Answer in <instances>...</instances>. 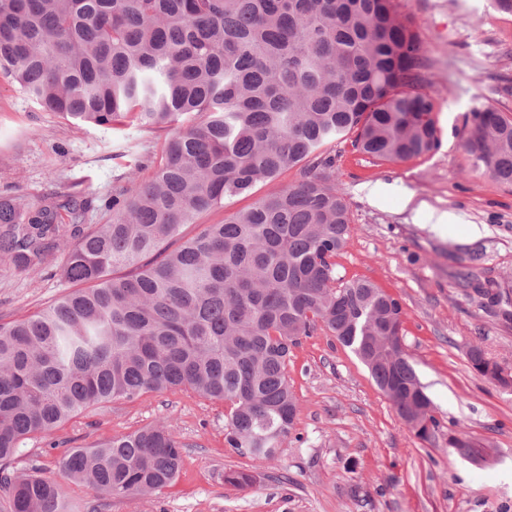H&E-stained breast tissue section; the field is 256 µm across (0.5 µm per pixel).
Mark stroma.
<instances>
[{"instance_id":"1","label":"stroma","mask_w":512,"mask_h":512,"mask_svg":"<svg viewBox=\"0 0 512 512\" xmlns=\"http://www.w3.org/2000/svg\"><path fill=\"white\" fill-rule=\"evenodd\" d=\"M399 6L418 26L441 146L382 162L330 145L352 228L336 263L340 276L370 279L401 302L405 351L443 433L420 440L351 349L317 332L288 364L296 431L269 461L228 448L223 402L174 390L90 407L50 439L24 440L11 470L61 481L76 512H512V390L478 376L467 358L479 344L512 369V303H487L458 278L470 269L486 287L512 289V187L471 173L459 137L476 107L512 113V93L502 91L512 83V15L488 0ZM164 137L132 124L74 126L0 77V195L35 205L69 193L86 203V226L105 223L104 205L130 168L139 181L152 177L149 157ZM444 212L451 222L435 227ZM64 261L58 249L34 272L0 266V321L28 317L70 291ZM164 421L185 445L173 486L109 498L64 480L67 449ZM452 430L477 443L482 462L449 448ZM231 471L252 474L253 485L225 483Z\"/></svg>"}]
</instances>
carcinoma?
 I'll use <instances>...</instances> for the list:
<instances>
[{"label": "carcinoma", "instance_id": "carcinoma-1", "mask_svg": "<svg viewBox=\"0 0 512 512\" xmlns=\"http://www.w3.org/2000/svg\"><path fill=\"white\" fill-rule=\"evenodd\" d=\"M413 17L397 0H0V76L46 111L97 126L172 128L152 178L112 194V219L84 228L71 195L32 209L0 196V264L36 271L65 252L76 288L0 322V497L8 512H69L52 479L9 472L23 440L90 406L190 389L231 403L224 439L256 462L291 437L288 361L317 331L367 365L415 431H441L402 342L400 301L336 273L349 206L325 146L380 161L441 144ZM461 145L472 172L512 186V114L472 110ZM297 171L290 183L277 179ZM170 249L186 224L253 195ZM450 447L480 450L463 433ZM183 448L161 423L60 458L65 477L107 497L170 486Z\"/></svg>", "mask_w": 512, "mask_h": 512}]
</instances>
